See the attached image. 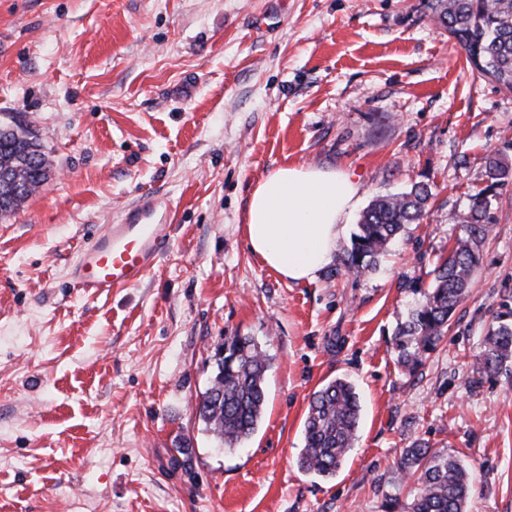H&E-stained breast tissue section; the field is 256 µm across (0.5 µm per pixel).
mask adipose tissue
<instances>
[{"label":"adipose tissue","mask_w":512,"mask_h":512,"mask_svg":"<svg viewBox=\"0 0 512 512\" xmlns=\"http://www.w3.org/2000/svg\"><path fill=\"white\" fill-rule=\"evenodd\" d=\"M358 185L342 169L285 165L251 191L244 218L250 251L279 276L314 280L331 260Z\"/></svg>","instance_id":"obj_1"}]
</instances>
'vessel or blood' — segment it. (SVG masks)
<instances>
[{"mask_svg": "<svg viewBox=\"0 0 512 512\" xmlns=\"http://www.w3.org/2000/svg\"><path fill=\"white\" fill-rule=\"evenodd\" d=\"M168 220L166 208L143 197L80 253L70 272L72 287L102 295L141 282L168 246Z\"/></svg>", "mask_w": 512, "mask_h": 512, "instance_id": "obj_1", "label": "vessel or blood"}]
</instances>
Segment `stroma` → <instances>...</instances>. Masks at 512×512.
Here are the masks:
<instances>
[{"instance_id": "stroma-1", "label": "stroma", "mask_w": 512, "mask_h": 512, "mask_svg": "<svg viewBox=\"0 0 512 512\" xmlns=\"http://www.w3.org/2000/svg\"><path fill=\"white\" fill-rule=\"evenodd\" d=\"M427 0H0V120L34 128L51 176L0 218V512H387L425 441L464 461L468 512H512V360L479 379L512 296V92L472 71ZM285 164L359 186L345 249L379 195H435L375 271L330 261L282 279L249 250L254 185ZM495 222L447 336L416 373L393 336L463 233L476 191ZM145 194L170 244L138 284L89 297L80 252ZM273 358L267 411L229 450L195 412L214 352ZM356 387L358 438L333 478L297 459L310 394Z\"/></svg>"}]
</instances>
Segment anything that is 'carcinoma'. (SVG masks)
<instances>
[{"label": "carcinoma", "mask_w": 512, "mask_h": 512, "mask_svg": "<svg viewBox=\"0 0 512 512\" xmlns=\"http://www.w3.org/2000/svg\"><path fill=\"white\" fill-rule=\"evenodd\" d=\"M433 20L455 39L475 69L512 91V0H427ZM508 167L489 158L487 177L497 183ZM49 178V162L38 134L15 117L0 121V215L16 211ZM433 198L430 185L374 199L363 212L351 245L339 257L344 271L363 276L409 224L424 219ZM493 198L484 188L472 196L464 233L430 272L429 285L394 335L399 366L416 372L448 333L457 307L478 272L480 248L494 224ZM475 357L473 371L498 373L512 359V307L504 304ZM272 357L248 336H229L215 352V366L196 412L205 429L228 449L246 442L258 428L266 401ZM361 404L353 383L336 378L315 390L304 421L298 466L332 477L354 448ZM400 470L415 484L405 512H465L472 491L469 468L448 453L417 441L404 450Z\"/></svg>", "instance_id": "cac0c4a2"}]
</instances>
